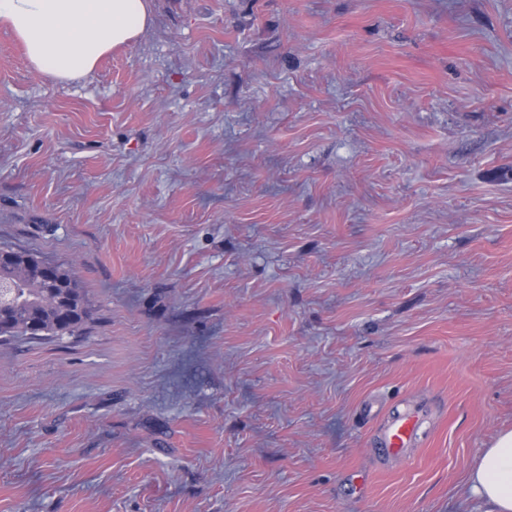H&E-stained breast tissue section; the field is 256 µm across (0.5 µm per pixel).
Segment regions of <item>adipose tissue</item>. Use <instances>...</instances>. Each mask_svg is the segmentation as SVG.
<instances>
[{
	"label": "adipose tissue",
	"instance_id": "obj_1",
	"mask_svg": "<svg viewBox=\"0 0 512 512\" xmlns=\"http://www.w3.org/2000/svg\"><path fill=\"white\" fill-rule=\"evenodd\" d=\"M150 22V0H0V25L22 45L31 69L54 81L90 74ZM469 486L488 512H512V430L485 449Z\"/></svg>",
	"mask_w": 512,
	"mask_h": 512
}]
</instances>
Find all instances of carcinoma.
Here are the masks:
<instances>
[{
	"label": "carcinoma",
	"instance_id": "cac0c4a2",
	"mask_svg": "<svg viewBox=\"0 0 512 512\" xmlns=\"http://www.w3.org/2000/svg\"><path fill=\"white\" fill-rule=\"evenodd\" d=\"M12 254L14 260L0 262V340L82 333L91 307L69 266L58 263L49 276L28 267L31 253Z\"/></svg>",
	"mask_w": 512,
	"mask_h": 512
}]
</instances>
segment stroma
Returning a JSON list of instances; mask_svg holds the SVG:
<instances>
[{"label":"stroma","instance_id":"stroma-1","mask_svg":"<svg viewBox=\"0 0 512 512\" xmlns=\"http://www.w3.org/2000/svg\"><path fill=\"white\" fill-rule=\"evenodd\" d=\"M52 82L0 27V512H485L512 430V0H151ZM416 408L397 461L382 424ZM11 251L14 260L0 262V341L36 336L60 339L82 333L91 319V307L69 266L53 262L56 269L49 276L26 264L25 258L38 255ZM40 258H33L31 262L42 270L49 263ZM51 279L62 283L52 287ZM65 290L78 300L79 309L58 300ZM470 489L489 506L487 512H512V430L486 448L469 477Z\"/></svg>","mask_w":512,"mask_h":512}]
</instances>
